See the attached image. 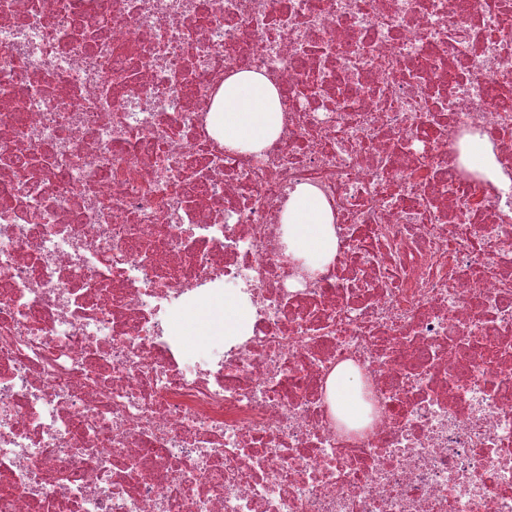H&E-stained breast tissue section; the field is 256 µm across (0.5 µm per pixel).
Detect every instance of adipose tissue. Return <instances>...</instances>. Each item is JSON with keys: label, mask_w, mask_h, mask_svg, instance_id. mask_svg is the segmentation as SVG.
Here are the masks:
<instances>
[{"label": "adipose tissue", "mask_w": 512, "mask_h": 512, "mask_svg": "<svg viewBox=\"0 0 512 512\" xmlns=\"http://www.w3.org/2000/svg\"><path fill=\"white\" fill-rule=\"evenodd\" d=\"M216 120L225 148L246 153L262 150L282 130L276 86L255 71L234 73L225 79L217 97ZM281 222L286 255L301 262L307 273H315L330 261L336 251V232L321 194L305 184L295 186ZM175 331L201 339L221 336L232 341L249 335L251 307L228 289L218 302H204L186 310Z\"/></svg>", "instance_id": "obj_1"}]
</instances>
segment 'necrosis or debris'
<instances>
[{
    "label": "necrosis or debris",
    "mask_w": 512,
    "mask_h": 512,
    "mask_svg": "<svg viewBox=\"0 0 512 512\" xmlns=\"http://www.w3.org/2000/svg\"><path fill=\"white\" fill-rule=\"evenodd\" d=\"M298 184L338 246L296 288ZM228 283L249 336L190 356ZM0 512H512V0H0ZM215 109L219 133L229 150L258 152L282 130L278 89L255 71H238L225 79ZM469 151L475 159L482 162L484 171L490 178L498 175V168L494 161L491 145L486 139L472 138L469 143ZM328 387L339 418L346 420L360 414L361 407L356 400L359 383L353 373L338 367L331 375Z\"/></svg>",
    "instance_id": "1"
}]
</instances>
